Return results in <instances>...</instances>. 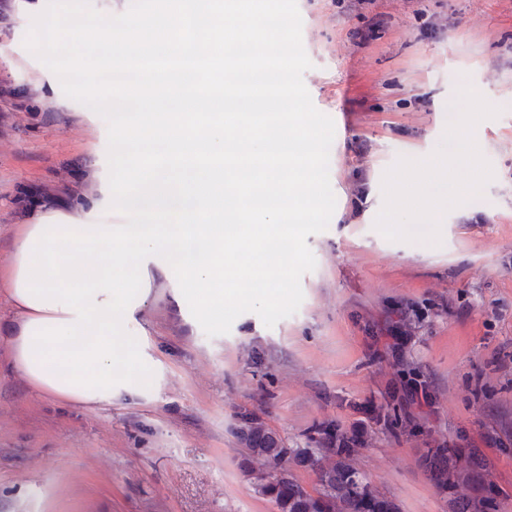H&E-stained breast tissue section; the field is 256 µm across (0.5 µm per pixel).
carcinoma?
Segmentation results:
<instances>
[{"label": "carcinoma", "instance_id": "carcinoma-1", "mask_svg": "<svg viewBox=\"0 0 512 512\" xmlns=\"http://www.w3.org/2000/svg\"><path fill=\"white\" fill-rule=\"evenodd\" d=\"M364 432L383 427L397 437H416L421 432L419 418L411 414L407 403L389 395L386 404L372 410L358 423ZM240 443L246 448L241 469L255 491L269 499L278 512H399L395 501L380 493L366 476L352 465L355 449L366 437L356 431H342L334 422L320 425L303 448L286 446L280 436L262 421L244 415L236 429ZM420 461L431 483L448 493L449 512H494L489 490L467 497L456 492L466 481L479 484L483 468L480 459L471 460L463 474L456 469L454 455L442 443L424 441ZM311 471L316 478L313 489H307L296 478L293 468Z\"/></svg>", "mask_w": 512, "mask_h": 512}]
</instances>
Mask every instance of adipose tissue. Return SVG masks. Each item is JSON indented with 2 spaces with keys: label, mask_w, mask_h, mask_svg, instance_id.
Returning <instances> with one entry per match:
<instances>
[{
  "label": "adipose tissue",
  "mask_w": 512,
  "mask_h": 512,
  "mask_svg": "<svg viewBox=\"0 0 512 512\" xmlns=\"http://www.w3.org/2000/svg\"><path fill=\"white\" fill-rule=\"evenodd\" d=\"M174 16L159 36L145 37L139 23L83 19L90 38L112 46L105 72L115 74L112 101L113 169L100 196L81 216L43 206L20 225L0 295L12 320L0 329L9 354L33 388L89 408L116 396L138 395L152 360L134 345L138 322L156 280H178L200 295L199 318L224 308V286L249 277L230 243L289 239L301 222L315 223L327 201L318 179L287 183L285 171L310 169L319 119L307 115L296 137L295 103L275 53L257 28L254 112L198 109L200 90L213 71L232 82L238 67L224 56L228 31L203 24L224 14L218 0H173ZM167 60V101L150 93L151 58ZM284 99L278 136L263 135L274 99ZM122 214L123 223L112 221ZM95 254L105 263L92 262Z\"/></svg>",
  "instance_id": "ef3b65f1"
}]
</instances>
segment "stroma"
I'll return each instance as SVG.
<instances>
[{"instance_id": "stroma-1", "label": "stroma", "mask_w": 512, "mask_h": 512, "mask_svg": "<svg viewBox=\"0 0 512 512\" xmlns=\"http://www.w3.org/2000/svg\"><path fill=\"white\" fill-rule=\"evenodd\" d=\"M303 75L335 121L329 179L336 207L308 236L316 259L293 315L266 327L252 312L207 336L177 282L155 283L135 330L153 370L139 395L94 408L33 389L0 344V512H277L239 467L240 413L288 447L327 421L351 430L356 403L380 401L398 360L428 377L424 421L460 465L485 458L496 512H512V0H297ZM120 12L145 34L164 0H17L0 21V273L41 204L76 214L112 172V97L97 83L107 45L70 29L54 55L33 43L51 15ZM458 108L477 146L449 169L479 170L473 194L448 200L432 238L398 225L429 220L390 192L410 160L450 146ZM406 312L403 356L388 330ZM422 440L379 429L353 458L400 512H448L419 463Z\"/></svg>"}]
</instances>
